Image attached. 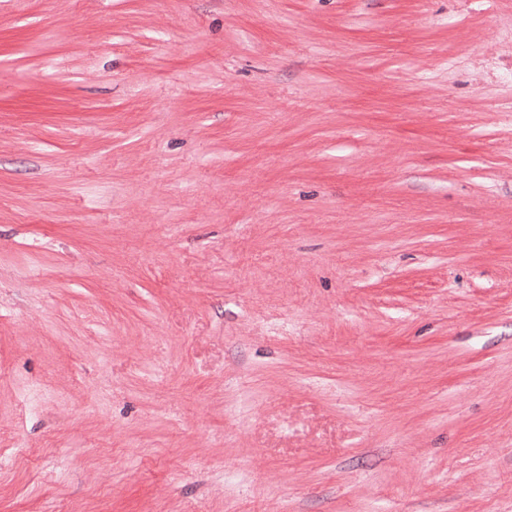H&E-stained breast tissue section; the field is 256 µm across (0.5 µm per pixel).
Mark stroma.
<instances>
[{
	"label": "stroma",
	"instance_id": "stroma-1",
	"mask_svg": "<svg viewBox=\"0 0 512 512\" xmlns=\"http://www.w3.org/2000/svg\"><path fill=\"white\" fill-rule=\"evenodd\" d=\"M0 512H512V0H0Z\"/></svg>",
	"mask_w": 512,
	"mask_h": 512
}]
</instances>
